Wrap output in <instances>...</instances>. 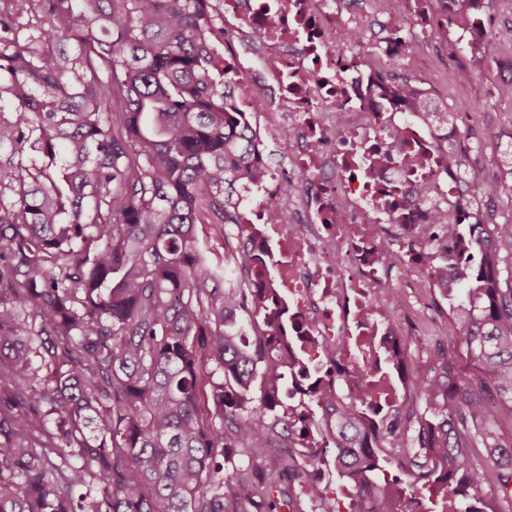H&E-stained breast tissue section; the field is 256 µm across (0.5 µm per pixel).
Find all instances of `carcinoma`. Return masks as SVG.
Segmentation results:
<instances>
[{
	"label": "carcinoma",
	"instance_id": "obj_1",
	"mask_svg": "<svg viewBox=\"0 0 512 512\" xmlns=\"http://www.w3.org/2000/svg\"><path fill=\"white\" fill-rule=\"evenodd\" d=\"M207 3L0 0V512H248L224 449L293 455L289 427L267 422L288 369L262 335L247 258L226 279L197 235L240 223L235 188L252 174ZM502 189L476 186L483 209L450 229L457 333L429 356L455 366L464 348L475 374L420 378L423 407L387 434L408 449L403 478L381 480L389 460L362 440L361 405L323 436L357 478L349 512L364 499L400 512L412 490L442 512H512ZM255 483L258 512L291 510V485Z\"/></svg>",
	"mask_w": 512,
	"mask_h": 512
}]
</instances>
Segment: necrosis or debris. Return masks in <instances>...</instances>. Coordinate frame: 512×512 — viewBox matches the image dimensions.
Here are the masks:
<instances>
[{
	"label": "necrosis or debris",
	"instance_id": "obj_1",
	"mask_svg": "<svg viewBox=\"0 0 512 512\" xmlns=\"http://www.w3.org/2000/svg\"><path fill=\"white\" fill-rule=\"evenodd\" d=\"M224 17V73L244 119L258 177L240 185L239 230L225 249L251 257L250 281L267 311H288L287 422L298 434L303 494L329 492L320 425L366 403V434L385 431L419 371L406 336L445 311L455 241L434 218L458 222L468 196L444 156L459 127L407 119L408 95L385 64L412 61L411 35L428 13L387 0L383 34L337 0H214ZM287 216L272 223L269 204Z\"/></svg>",
	"mask_w": 512,
	"mask_h": 512
}]
</instances>
